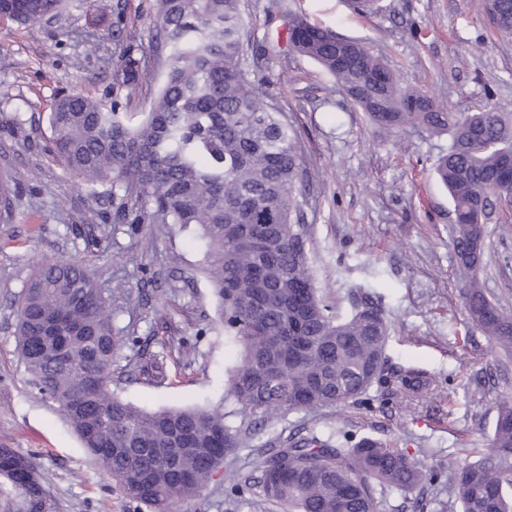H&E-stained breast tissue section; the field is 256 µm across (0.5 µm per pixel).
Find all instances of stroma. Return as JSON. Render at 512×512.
<instances>
[{
    "mask_svg": "<svg viewBox=\"0 0 512 512\" xmlns=\"http://www.w3.org/2000/svg\"><path fill=\"white\" fill-rule=\"evenodd\" d=\"M116 0H82L50 22L0 17V175L15 184L11 217L0 220V448L32 456L57 512H152L129 501L83 447L54 405L28 383L13 336L17 300L50 258L85 260L102 288L123 281L110 303L116 324L132 338L117 357L124 374L113 388L141 409L213 408L225 401L237 347L220 323L213 290L200 272L205 248L190 232L159 234L147 225L110 222L100 247L85 249L67 227L82 224L88 188L47 149L48 117L60 92L111 101ZM358 13L349 0H246L254 44L250 68L263 94L288 116L305 161L308 252L316 286L330 312L346 316L357 293L383 307L392 329L388 374L407 367L433 379L409 400L386 385L357 401L316 407L257 425L243 447L225 457L199 497L175 512H280L260 487L238 497L228 473L260 479L262 449L297 433L335 434L342 447L370 437L419 463L415 489L377 490L379 512H453L448 461L485 451L501 401L512 396V357L467 319L449 228L454 211L433 165L449 137L420 126L396 131L372 123L311 59L281 57L277 44L289 14L365 43L403 85L448 111H481L494 93L512 118V37H502L478 0H381ZM127 18L148 60L130 95L131 112L148 111L166 68L156 38L155 0H128ZM104 45L85 56L87 36ZM489 247L478 277L488 295L512 313V213L497 209L486 223ZM135 256L117 264L113 252ZM163 321H156V313ZM167 346L166 377L137 374L136 353ZM188 359H179L178 348Z\"/></svg>",
    "mask_w": 512,
    "mask_h": 512,
    "instance_id": "obj_1",
    "label": "stroma"
}]
</instances>
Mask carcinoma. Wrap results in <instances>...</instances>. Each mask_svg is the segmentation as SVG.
I'll use <instances>...</instances> for the list:
<instances>
[{
  "label": "carcinoma",
  "mask_w": 512,
  "mask_h": 512,
  "mask_svg": "<svg viewBox=\"0 0 512 512\" xmlns=\"http://www.w3.org/2000/svg\"><path fill=\"white\" fill-rule=\"evenodd\" d=\"M72 0H0V15L51 21ZM495 27L512 36V0H499ZM244 0H157L167 66L147 112L122 111L121 92L146 72L137 39L125 28L126 0L113 6L117 42L112 103L61 96L50 113L52 152L82 182L108 185L127 224H152L168 235L197 231L205 241L203 272L224 318V335L240 347L225 399L234 409L147 412L112 391L122 329L88 265L50 259L23 289L16 338L37 393L56 405L96 462L131 502L172 512L200 496L216 454L239 448L248 429L228 418L265 422L318 406L344 405L388 383L389 325L381 306L357 294L352 313H327L307 252L300 197L303 168L292 127L265 101L247 63L252 31ZM287 43L317 62L376 124L394 130L421 125L448 133L451 144L435 172L453 202L450 244L462 275L467 319L512 354V314L482 288L474 272L485 252L486 224L476 222L482 198L493 206L512 158V121L492 92L485 111L450 112L399 84L395 73L358 41L294 15ZM102 212L73 230L85 247L99 245ZM165 355L139 373L164 379ZM433 385L409 368L396 390L412 397ZM492 451L465 464L448 461V498L460 512H512V398L497 408ZM265 495L288 512H377L376 486L413 489L422 474L408 455L369 439L343 448L333 436H289L261 454ZM242 495L252 477L228 478ZM0 512H56L36 464L0 448Z\"/></svg>",
  "instance_id": "carcinoma-1"
}]
</instances>
